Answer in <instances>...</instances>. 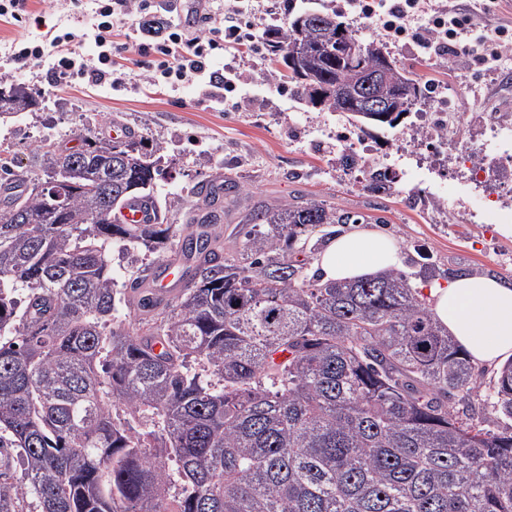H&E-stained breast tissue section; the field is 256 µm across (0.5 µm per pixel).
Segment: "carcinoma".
Wrapping results in <instances>:
<instances>
[{
	"mask_svg": "<svg viewBox=\"0 0 512 512\" xmlns=\"http://www.w3.org/2000/svg\"><path fill=\"white\" fill-rule=\"evenodd\" d=\"M303 16L302 31L296 14L266 40L302 100L366 129L427 97L399 68L408 92L384 90L394 116L352 111L336 81L354 86L378 56L336 54L342 34L357 40L336 11ZM8 92L21 112L44 100ZM78 137L81 150L48 164H84L61 213L49 174L0 170V512H512V359L492 379L495 425L459 414L448 394L472 396L474 367L405 274L327 283L292 260L309 230L364 217L304 197L258 207L231 257L206 249L202 224L182 237L196 265L175 301L129 282L132 332L112 246H131L135 268L175 228L111 216L131 197L156 201L162 146ZM131 148L154 167H130Z\"/></svg>",
	"mask_w": 512,
	"mask_h": 512,
	"instance_id": "carcinoma-1",
	"label": "carcinoma"
}]
</instances>
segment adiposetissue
I'll return each instance as SVG.
<instances>
[{
    "label": "adipose tissue",
    "mask_w": 512,
    "mask_h": 512,
    "mask_svg": "<svg viewBox=\"0 0 512 512\" xmlns=\"http://www.w3.org/2000/svg\"><path fill=\"white\" fill-rule=\"evenodd\" d=\"M399 241L369 225L356 224L332 239L315 266L325 281L372 277L401 266ZM429 307L449 336L478 366L512 358V285L500 279L463 275L429 290Z\"/></svg>",
    "instance_id": "adipose-tissue-1"
}]
</instances>
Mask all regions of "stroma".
Listing matches in <instances>:
<instances>
[{"mask_svg": "<svg viewBox=\"0 0 512 512\" xmlns=\"http://www.w3.org/2000/svg\"><path fill=\"white\" fill-rule=\"evenodd\" d=\"M459 14L475 15L485 26L483 40L464 37L470 54L448 53L430 61L410 40L394 42L382 27L343 12L354 35L385 48L398 65L422 79L435 80L439 89L456 100L458 113L512 114V52H503L496 65H476L474 54L490 41L512 45V0H433ZM245 5L244 20L253 33L270 34V13L329 6L341 9L343 0H228ZM32 18L7 23L0 20V83H23L41 90L42 108L0 121V165H21L41 171L47 163L42 147L75 138L76 131L98 134L113 127L129 128L163 147L164 175L156 187L160 207L169 211L177 231L187 225L176 204L189 199L193 187L216 176L237 181L240 192L227 203L220 244L225 253L239 249V230L245 216L258 206H275L299 196L358 214L370 224L397 237L403 248L401 269L417 288L447 284L461 274H484L512 284V233L483 223L474 205L479 191L456 159L459 143L484 144L479 129L460 122L447 133L435 165L420 181L425 193H441L448 221L435 223L430 210L417 203L402 185L392 192L368 187L370 173L339 162L335 140L324 136L335 126L336 115L306 105L291 83L274 77L268 57L229 49L216 55L212 69L235 66L242 81L234 91L212 97L194 82L149 83L140 78L141 66L155 59V36L139 32L144 50L130 67L123 86H94L80 78L63 87H50L45 68L15 72L8 61L13 41L37 39L48 29L79 33L76 54L90 57L97 48L91 34L97 0H32Z\"/></svg>", "mask_w": 512, "mask_h": 512, "instance_id": "1", "label": "stroma"}]
</instances>
